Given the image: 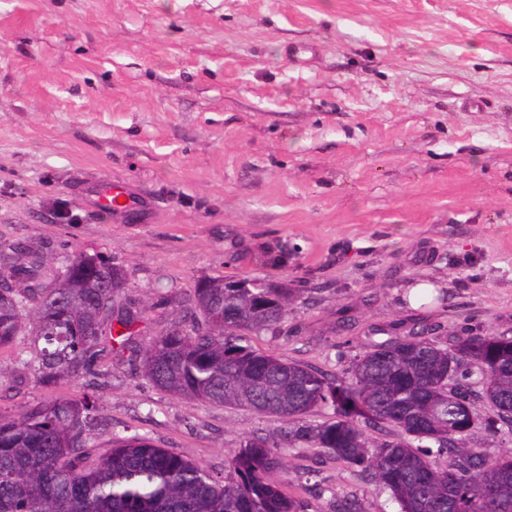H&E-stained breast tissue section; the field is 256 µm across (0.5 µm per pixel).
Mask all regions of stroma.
Instances as JSON below:
<instances>
[{"label":"stroma","instance_id":"stroma-1","mask_svg":"<svg viewBox=\"0 0 512 512\" xmlns=\"http://www.w3.org/2000/svg\"><path fill=\"white\" fill-rule=\"evenodd\" d=\"M111 181L133 205L98 212ZM24 241L122 266L143 347L208 276L295 288L251 343L331 373L412 329L512 336V0H0V243ZM104 368L96 452L138 435L220 475L285 429ZM52 391L85 388L26 374L0 419ZM272 479L395 509L300 444Z\"/></svg>","mask_w":512,"mask_h":512}]
</instances>
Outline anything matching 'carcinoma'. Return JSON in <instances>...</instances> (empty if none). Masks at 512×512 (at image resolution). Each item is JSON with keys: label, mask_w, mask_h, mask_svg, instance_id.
Wrapping results in <instances>:
<instances>
[{"label": "carcinoma", "mask_w": 512, "mask_h": 512, "mask_svg": "<svg viewBox=\"0 0 512 512\" xmlns=\"http://www.w3.org/2000/svg\"><path fill=\"white\" fill-rule=\"evenodd\" d=\"M60 248L69 254L56 271L37 242L9 246L16 257L0 264V348L31 336L34 350L20 351L16 363L43 385L61 374L94 384L106 375V354L128 352L155 388L285 419L288 445L344 463L390 492L396 512H512V449L494 456L467 445L477 429L512 433V337L468 336L441 347L410 331L329 374L250 344L248 334L277 329L294 289L218 276L196 283L191 328L176 324L139 351L134 301L115 312L125 270L97 253ZM482 373L490 384H479ZM471 397L491 412L470 411ZM322 412L324 421H310ZM98 418L89 397L53 393L0 421V512H309L306 500L268 478L283 464L277 441H244L215 477L139 436L93 451L88 431ZM368 430L386 438L372 444ZM333 509L364 512L354 496L336 497Z\"/></svg>", "instance_id": "carcinoma-1"}]
</instances>
